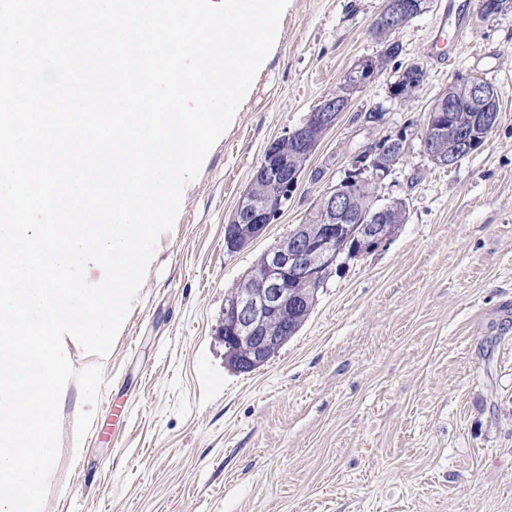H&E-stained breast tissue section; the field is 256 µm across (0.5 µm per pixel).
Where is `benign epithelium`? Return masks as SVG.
I'll list each match as a JSON object with an SVG mask.
<instances>
[{"mask_svg": "<svg viewBox=\"0 0 512 512\" xmlns=\"http://www.w3.org/2000/svg\"><path fill=\"white\" fill-rule=\"evenodd\" d=\"M409 4L405 0H386L385 6L371 26L373 38L384 46L392 44L391 36L408 21ZM384 58L368 59L348 71L336 92L325 96L317 105L315 121L306 123L284 138L273 141L266 149L263 160L255 169L252 182L260 181L265 186L262 194L245 192L240 198L233 216L224 228V248L237 253L255 239L262 236L271 219L282 207L283 192L297 185L303 167L288 165L282 144H293L295 154L309 157L320 143L322 136L336 126L341 113L351 104V94L356 88L366 85L381 66ZM424 71L421 64L411 62L399 73L390 85L389 93L401 102L410 100L420 85L407 81L410 75ZM458 83L468 90V100L476 112L475 122L489 132L497 123L498 113L494 106L495 92L486 81L479 77H467ZM444 105L433 107L428 113L421 131L423 148L437 165L453 166L472 154L477 144L473 132L460 129L454 135L458 152L446 153L444 145L446 129L437 123L436 113L444 112ZM394 149L397 156L389 162L377 161L372 168L354 161L355 174L323 196L317 204L316 226L299 224L282 241L270 248L254 272L241 280L224 305V319L220 335L226 348L225 360L228 367L236 372H250L263 365L269 357L288 340L290 327L297 320L290 319L291 313L308 310L312 294L316 293L325 274L336 266V230H344L347 224H357L358 200L355 186L362 183L379 184L390 172L402 154V139H387L383 148ZM379 197L371 199L375 222L364 224L358 238L359 249L372 252L393 234V226L381 223L378 215L394 209L405 210V203L392 200L377 207ZM296 287H288V282ZM277 321L279 333L269 328L271 321Z\"/></svg>", "mask_w": 512, "mask_h": 512, "instance_id": "1", "label": "benign epithelium"}]
</instances>
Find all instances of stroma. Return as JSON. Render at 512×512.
Here are the masks:
<instances>
[{
    "label": "stroma",
    "instance_id": "obj_1",
    "mask_svg": "<svg viewBox=\"0 0 512 512\" xmlns=\"http://www.w3.org/2000/svg\"><path fill=\"white\" fill-rule=\"evenodd\" d=\"M384 5L291 0L277 49L185 187L101 361L83 444L81 390L72 381L62 394L45 512H512V9L486 18L479 0H426L265 233L224 248L268 145L382 52L369 27ZM411 62L426 76L400 103L389 87ZM465 75L494 86L498 122L480 150L441 168L420 130ZM386 138L405 152L378 193L405 202L403 223L328 275L264 365L234 372L219 334L228 294Z\"/></svg>",
    "mask_w": 512,
    "mask_h": 512
}]
</instances>
